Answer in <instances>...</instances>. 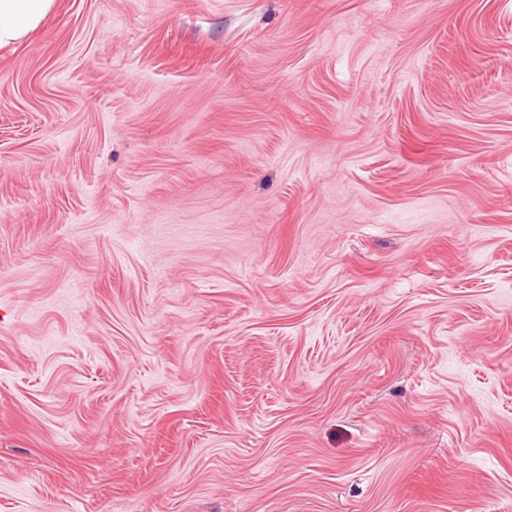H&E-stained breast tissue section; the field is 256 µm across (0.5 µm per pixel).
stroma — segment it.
<instances>
[{
    "mask_svg": "<svg viewBox=\"0 0 512 512\" xmlns=\"http://www.w3.org/2000/svg\"><path fill=\"white\" fill-rule=\"evenodd\" d=\"M0 512H512V0L0 48Z\"/></svg>",
    "mask_w": 512,
    "mask_h": 512,
    "instance_id": "stroma-1",
    "label": "stroma"
}]
</instances>
